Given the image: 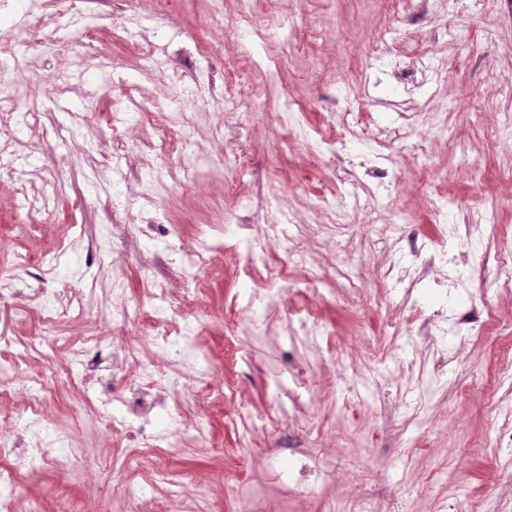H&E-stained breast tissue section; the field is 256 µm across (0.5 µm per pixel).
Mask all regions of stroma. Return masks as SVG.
Returning <instances> with one entry per match:
<instances>
[{
  "mask_svg": "<svg viewBox=\"0 0 512 512\" xmlns=\"http://www.w3.org/2000/svg\"><path fill=\"white\" fill-rule=\"evenodd\" d=\"M71 2L13 0L16 18L31 12L39 22L8 39L21 69L5 81L29 95L32 110L4 134L35 162L0 167V278L40 288L65 315L56 342L35 348L39 300L25 298L28 315L17 319L20 302L1 299L0 333L15 343L0 363L19 358L58 372L42 407L72 433L83 462L44 470L36 481L20 477L19 494L41 512H87L100 502L106 512H172L183 478L200 473L218 485L202 502L205 512H355L365 497L376 512H432L444 487L445 512H512V455L496 449L503 418L489 405L501 372L512 368V292L500 287L512 274V142L488 137L512 117V96L504 93L512 87V7L445 0L432 10L408 0L412 17L397 23L391 0H263L271 26L230 36L210 62V78L200 81L174 51L214 45L205 34L210 14L222 10L232 23L237 0H182L171 15L157 12L153 0L134 15L122 0H87L80 18ZM393 22L395 52L414 86L398 97L376 92L364 66L371 34ZM160 37L172 54L145 61L146 41ZM425 51L447 69L440 83L421 82L416 59ZM286 100L296 114L292 136L276 112ZM140 102L190 114L183 144L193 180L161 152L165 133L140 119ZM335 103L361 116L360 137L313 158L304 143L335 138ZM398 108L419 115L418 130L393 136L371 123L372 114ZM421 140L427 152L415 150ZM366 146L390 153L397 174L379 195L382 221L405 217L433 237L439 228L430 199H448L453 224L496 211V233L472 248L497 254L500 263L464 271L467 304L491 313L485 334L455 345L411 335L417 315L432 314L442 298L427 287L414 303L402 288L381 287L394 256L375 245L368 214L355 203L340 224L312 212L314 202L351 182L376 187L375 177L352 166ZM21 182L45 208L27 211L16 191ZM159 182L169 191L148 205L141 193ZM228 189L249 198L250 211L225 208ZM157 206L178 228L168 251L142 232ZM277 210L294 212L303 225V264L289 263L279 227L264 221ZM64 246L67 260L42 279L15 267L18 255L36 264ZM203 246L210 261L189 300L181 252ZM154 280L171 294L169 325L199 319L195 350L224 385L206 401L205 446L166 459L169 477L160 483L155 449H142L140 463L127 466L126 440L103 438L82 419L73 398L80 381L68 362L80 340L125 336L112 321L113 287L145 307ZM74 288L82 305L72 314ZM253 292L268 295L267 305L248 307ZM309 312L320 334L292 335L289 320ZM444 349L470 368L452 363L435 371ZM292 363L304 365L310 383L303 414L274 384ZM271 409L276 427L256 424ZM300 450L334 478L289 490L286 474ZM126 486L146 493L128 498Z\"/></svg>",
  "mask_w": 512,
  "mask_h": 512,
  "instance_id": "1",
  "label": "stroma"
}]
</instances>
